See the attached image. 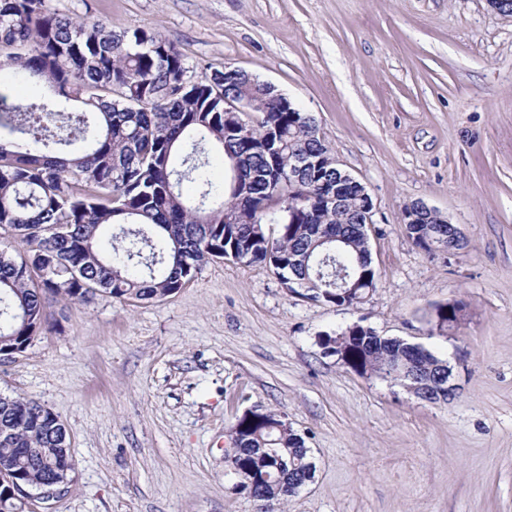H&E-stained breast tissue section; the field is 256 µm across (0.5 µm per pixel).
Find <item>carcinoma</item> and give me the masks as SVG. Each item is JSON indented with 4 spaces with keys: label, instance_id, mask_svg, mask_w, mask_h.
<instances>
[{
    "label": "carcinoma",
    "instance_id": "obj_1",
    "mask_svg": "<svg viewBox=\"0 0 512 512\" xmlns=\"http://www.w3.org/2000/svg\"><path fill=\"white\" fill-rule=\"evenodd\" d=\"M14 83L41 86L57 98H26L0 109V350L24 352L47 323L55 299L84 303L98 293L123 301L176 295L210 262L262 264L294 293L337 306L362 303L376 288L368 229L357 223L355 187L336 190V159L314 117L282 106L277 89L231 67L191 63L166 38L145 27L114 32L100 21L65 16L53 0H0V72ZM246 98L260 114L242 134L224 119V95ZM81 104L74 132L60 135L58 117ZM224 161V180L206 171L210 152ZM319 160L295 172L296 159ZM197 184L198 197L183 193ZM281 215L270 234L274 209ZM112 224L130 228L102 237ZM441 220L406 225L412 242L438 246ZM21 243L27 256L16 260ZM439 332L457 323L437 304ZM325 347L359 374L379 377L397 364L429 385L428 401H448L434 385L443 360L425 349L359 326ZM25 397L0 395V473L23 485L73 470L72 453L51 435L58 420ZM273 411H245L233 426L235 467L253 472L243 487L258 502L280 506L304 485L305 442ZM299 459L288 475L276 456Z\"/></svg>",
    "mask_w": 512,
    "mask_h": 512
}]
</instances>
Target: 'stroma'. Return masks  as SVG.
<instances>
[{"mask_svg": "<svg viewBox=\"0 0 512 512\" xmlns=\"http://www.w3.org/2000/svg\"><path fill=\"white\" fill-rule=\"evenodd\" d=\"M53 3L149 28L314 116L372 197L377 288L336 307L227 260L165 300L52 304L26 351L0 358V394L58 415L75 469L24 512H256L224 455L254 407L284 416L316 464L284 512H512V15L487 0ZM418 200L467 247L413 245L403 212ZM458 301L438 333L432 306ZM356 323L446 360L457 396L426 402L326 354Z\"/></svg>", "mask_w": 512, "mask_h": 512, "instance_id": "1", "label": "stroma"}]
</instances>
